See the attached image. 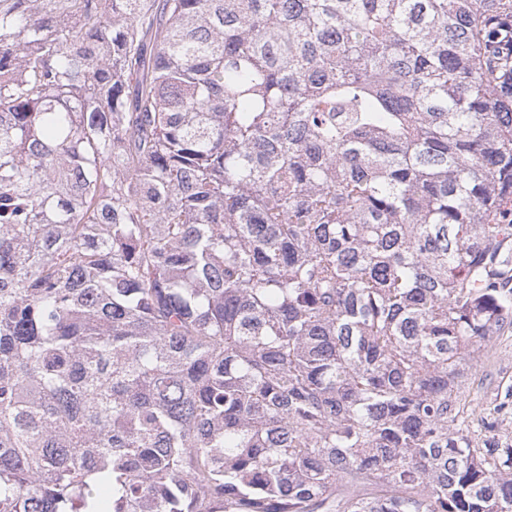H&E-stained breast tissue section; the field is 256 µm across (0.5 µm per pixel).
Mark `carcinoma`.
<instances>
[{
    "label": "carcinoma",
    "instance_id": "obj_1",
    "mask_svg": "<svg viewBox=\"0 0 512 512\" xmlns=\"http://www.w3.org/2000/svg\"><path fill=\"white\" fill-rule=\"evenodd\" d=\"M512 0H0V512H512ZM506 389H512V329L494 343L485 365L472 369L465 378L462 398L470 414V429L476 435L486 433L483 421L496 395H503Z\"/></svg>",
    "mask_w": 512,
    "mask_h": 512
}]
</instances>
